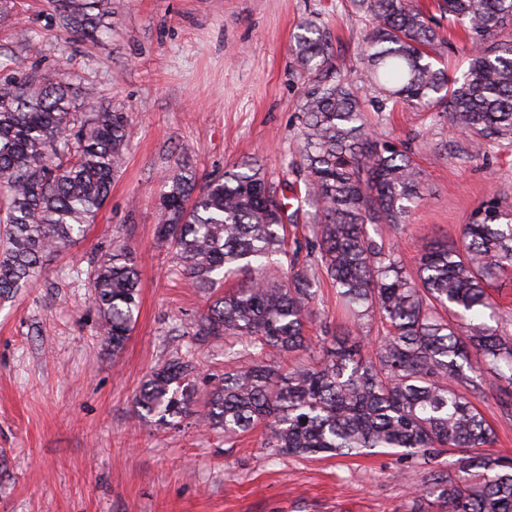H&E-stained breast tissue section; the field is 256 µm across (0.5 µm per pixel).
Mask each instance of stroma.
<instances>
[{"label":"stroma","mask_w":512,"mask_h":512,"mask_svg":"<svg viewBox=\"0 0 512 512\" xmlns=\"http://www.w3.org/2000/svg\"><path fill=\"white\" fill-rule=\"evenodd\" d=\"M0 26L15 73L61 69L96 88L95 108L125 113V162L85 238L0 303V512H448L416 488L428 472L390 450L302 459L265 448L261 430L227 441L194 419L142 424L134 398L154 366L192 355L200 391L223 373L229 339L194 336L208 305L158 248L164 173L187 162L219 175L263 159L269 179L296 180L305 78L290 48L301 22L324 25L331 52L352 59L369 27L352 0H112V29L91 43L63 32L46 0H19ZM372 135L408 144L423 199L405 227L375 231L414 267L423 244L456 242L479 206L512 211V143L455 137L435 112L367 110ZM133 252L140 312L120 351L98 335L91 278L113 245ZM312 336L351 332L329 282ZM485 375L472 397L512 459V416Z\"/></svg>","instance_id":"obj_1"}]
</instances>
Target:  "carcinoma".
<instances>
[{
  "label": "carcinoma",
  "instance_id": "1",
  "mask_svg": "<svg viewBox=\"0 0 512 512\" xmlns=\"http://www.w3.org/2000/svg\"><path fill=\"white\" fill-rule=\"evenodd\" d=\"M371 28L356 79L333 61L327 32L300 26L293 52L308 78L300 102V183L275 184L258 161L200 178L184 166L164 175L158 245L188 284L215 295L193 323L194 335L230 336L254 361L212 384L201 421L232 440L263 426L278 453L361 455L376 448L431 464L447 448H469L459 473L429 469L420 492L448 512H512V461L484 452L495 435L461 388L486 373L506 383L512 411V338L499 333L487 287L512 269V213L487 200L461 240L424 245L411 272L369 227L403 228L422 198V173L403 143L368 132L364 98L409 112L436 107L449 126L490 142L512 141V0H435L468 46L461 75L442 65L450 41L419 0H354ZM59 26L96 41L109 29L112 0H47ZM0 300L43 271V259L85 237L112 190L129 138L121 112L85 111L94 88L65 72L17 76L0 61ZM308 205L310 210L303 209ZM308 223L310 246L288 225ZM288 272L267 276L273 257ZM324 271L357 325L377 318L386 329L338 336L319 359L283 366L315 344L308 334L318 271ZM246 280L226 289L224 283ZM99 333L121 349L139 311V271L115 245L92 274ZM197 399L194 367L181 357L150 370L135 397L140 421L178 428Z\"/></svg>",
  "mask_w": 512,
  "mask_h": 512
}]
</instances>
